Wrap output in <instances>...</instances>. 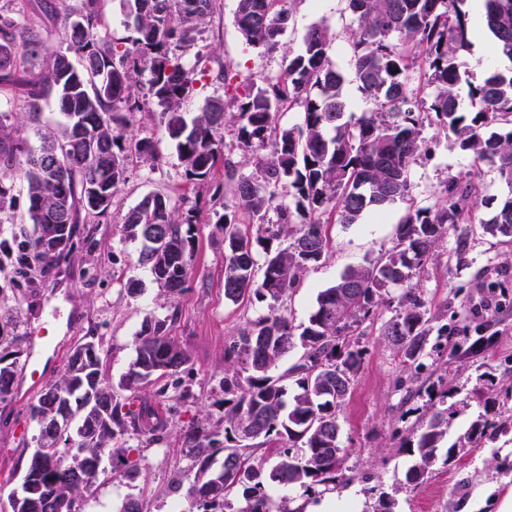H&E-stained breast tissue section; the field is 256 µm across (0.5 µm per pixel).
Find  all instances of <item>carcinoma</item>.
Returning <instances> with one entry per match:
<instances>
[{
    "instance_id": "carcinoma-1",
    "label": "carcinoma",
    "mask_w": 512,
    "mask_h": 512,
    "mask_svg": "<svg viewBox=\"0 0 512 512\" xmlns=\"http://www.w3.org/2000/svg\"><path fill=\"white\" fill-rule=\"evenodd\" d=\"M132 35L121 42L98 37L99 0L62 7L67 30L64 48L47 50L28 27L0 14V82L24 88L27 112L39 115L53 103L63 118L58 132L28 150L16 138L0 145V160L27 183L29 220L34 235L28 249L52 262L72 244L78 214L104 216L126 179L128 154L156 162L148 139H125L123 112L141 110L134 100L135 77L148 74V91L162 108L168 138L184 164L185 178L204 180L219 160L234 151L249 155L252 171L234 180V202L218 219L224 231V297L263 303L266 311L241 329L225 350L224 430L199 422L184 433L183 444L195 469L187 488L197 512H272L274 487H296L297 498L280 501L277 512H307L310 502L349 483L346 449L340 445L338 414L360 369L358 337L386 305L395 315L381 335L402 358L411 381L423 366L435 325L420 278L437 258L448 225L464 220L471 208L468 185L451 177L427 205L412 197L410 172L427 155L425 127L435 126L461 150L472 153L498 175L508 193L482 224L492 237L512 238V67L487 70L477 85L465 83L462 53L471 47L473 27L464 0H345L357 22L350 30L352 70L331 59L340 33L324 21L307 30L300 53L288 57L275 76L250 83L238 113L226 118L224 101H208L192 122L182 107L194 91L195 73L178 51L194 44L197 25L217 0H125ZM483 23L497 54L512 62V0H483ZM285 0H236L235 26L246 44L273 50L288 28ZM42 58L24 75L15 71L19 51ZM424 55V83L412 87L418 55ZM467 85L469 108L460 106ZM355 86L373 108L355 114L347 87ZM302 122L284 128L276 115L294 107ZM236 126L235 140L224 129ZM101 191L93 202L91 190ZM292 198L295 209L285 202ZM398 201L409 203L393 245L365 265L345 269L320 291L308 324L295 333L279 306L308 267L330 247L322 217L336 224H358L365 215ZM69 223L60 239L45 238L61 207ZM174 205L160 193L144 197L122 218L124 236L140 244L139 261L170 296L182 293L193 250L192 236L172 219ZM304 221L292 222V211ZM289 241L284 247L280 239ZM304 353L289 369L293 395L274 375L296 344ZM0 355V400L13 393L15 362ZM188 361L185 348L170 336L167 320L145 321L136 336V355L119 388L132 394L154 376L178 374ZM133 400H118L101 369L96 344L76 346L61 378L48 384L30 405L38 427L20 486L10 494L12 512H78L82 492L94 486L105 453L128 448L108 444L128 430L157 442L167 418ZM406 430L402 447L414 458L403 484L416 488L440 460L448 463L478 447L490 428L512 430V417L491 423L480 415L448 447V408L440 399ZM260 440L264 454L251 451ZM223 463L214 467L217 454ZM275 465L267 467L268 460ZM240 496L245 507L233 508Z\"/></svg>"
}]
</instances>
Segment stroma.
<instances>
[{
  "label": "stroma",
  "instance_id": "1",
  "mask_svg": "<svg viewBox=\"0 0 512 512\" xmlns=\"http://www.w3.org/2000/svg\"><path fill=\"white\" fill-rule=\"evenodd\" d=\"M58 0H0V13L33 28L48 49L59 48L64 39L61 19L48 15ZM236 0H220L217 9L199 24L196 41L181 61L186 69L204 65L193 96L184 104L186 120L199 116L206 101L223 99L227 114H235L237 95L252 80L278 73L288 53L298 52L308 28L327 20L342 28L343 0H292L290 21L277 51L265 52L245 45L234 25ZM225 79H218V72ZM0 110L11 136H23L37 147L41 134L57 128L59 113L51 107L39 116L25 110L21 94L0 85ZM126 136L149 138L159 148L156 165L133 157L126 180L118 189L109 213L101 218L81 216L73 226L70 251L59 260L39 263L26 248L33 232L28 219L26 184L16 170L0 165V186L12 205L0 212V352H17V371H24L30 341L47 337L37 367L45 382L58 380L71 348L94 341L103 371L118 382L135 357V337L144 320H166L172 336L188 351L189 361L180 375L188 400L162 396L168 383L160 378L144 386L139 399L150 402L168 416L162 440L146 443L136 434L122 438L130 448V461L139 465L135 479L102 475L85 493V512H119L123 501L138 498L145 512H196L183 491L193 477L184 451L183 431L196 421L223 427L224 352L249 320L263 311L261 304L247 300L231 303L224 298V234L217 220L224 212V196L232 183L223 166H216L204 185L187 181L173 142L161 123V109L144 104L127 113ZM431 153L410 173L413 196L424 205L437 197L448 178L471 180L472 220L449 227L438 249V258L428 268L420 289L440 323L448 327V341L430 340L423 360L412 412H405L401 399L408 374L401 359L385 342L380 326L367 328L359 339L361 367L350 397L339 414L340 440L348 450L345 466L354 478L325 493L308 512H365L368 488L379 486L391 493L392 512H498L502 500L512 494V433L487 440L485 448L462 459L439 463L426 482L415 489L398 490L413 458L401 446L400 433L414 424L430 396L446 395L453 416L448 437L456 439L484 410L495 402L512 409V397L502 385L512 377V242L485 235L481 223L489 219L505 187L494 170L475 161L473 155L454 147L435 128H425ZM161 193L171 198L174 216L184 221L194 213L191 226L193 253L183 292L169 297L156 283L148 266L138 261L139 243L121 232V218L146 195ZM407 202L388 207L380 218L357 224H329L331 248L325 258L305 272L302 282L287 300L284 312L294 325L304 326L318 292L333 283L349 267L367 264L391 247L398 224L407 212ZM465 251H458L459 239ZM141 282L140 295L129 296L128 280ZM496 307L485 310L486 298ZM60 304L71 323L58 326L44 319L48 304ZM39 395L29 382L17 379L13 394L0 400V512H11L8 496L24 473L35 446L37 429L28 409Z\"/></svg>",
  "mask_w": 512,
  "mask_h": 512
}]
</instances>
